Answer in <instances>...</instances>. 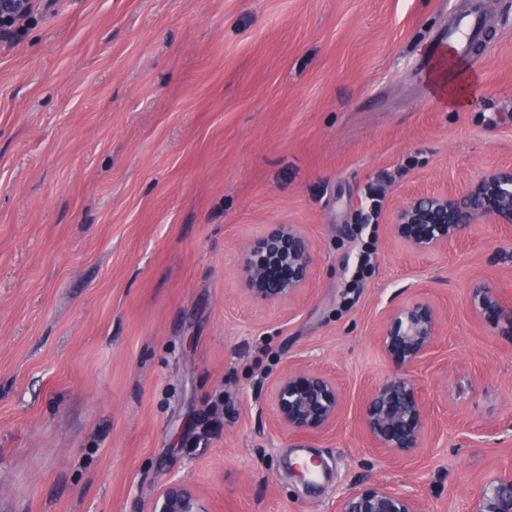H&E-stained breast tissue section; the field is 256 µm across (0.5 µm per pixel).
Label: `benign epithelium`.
Instances as JSON below:
<instances>
[{
    "instance_id": "7a95c632",
    "label": "benign epithelium",
    "mask_w": 512,
    "mask_h": 512,
    "mask_svg": "<svg viewBox=\"0 0 512 512\" xmlns=\"http://www.w3.org/2000/svg\"><path fill=\"white\" fill-rule=\"evenodd\" d=\"M476 223L512 227V168L488 173L461 188L443 187L396 206L391 233L418 253L442 251ZM314 269L311 241L291 224H270L249 242L242 256L241 292L260 306L297 303ZM471 313L492 324L512 343V302L501 289L484 282L469 291ZM440 318L426 300L393 309L379 336V346L398 375L374 387L366 396L361 427L373 447L409 455L423 447L430 415L410 371L421 365L436 346ZM273 426L311 437L336 422L342 392L329 375L304 366H291L267 387ZM152 512H205L191 493L179 485L166 488ZM336 512H424L415 495L385 483H366L344 493ZM469 512H512V470L490 476L471 500Z\"/></svg>"
}]
</instances>
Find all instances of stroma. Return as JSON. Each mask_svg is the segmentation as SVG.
I'll return each instance as SVG.
<instances>
[{"label": "stroma", "instance_id": "1", "mask_svg": "<svg viewBox=\"0 0 512 512\" xmlns=\"http://www.w3.org/2000/svg\"><path fill=\"white\" fill-rule=\"evenodd\" d=\"M468 62L426 60L459 11ZM469 83L449 106L437 74ZM512 166V0H55L0 40V512H151L169 484L208 512H334L382 482L427 512H469L512 469V343L469 310L471 282L512 300V228L447 252L397 242L419 189ZM383 195L362 229L365 192ZM297 225L315 249L296 306L237 291L243 246ZM374 267L348 283L365 241ZM443 315L414 377L433 421L407 458L360 427L394 370V307ZM335 377V425L272 430L286 364ZM324 463L304 482L300 458ZM484 29L482 13L475 8L469 9L453 19L443 42H447L458 56L469 57L483 36Z\"/></svg>", "mask_w": 512, "mask_h": 512}]
</instances>
